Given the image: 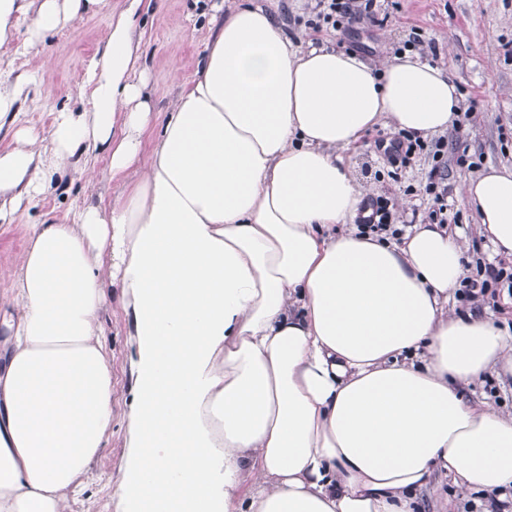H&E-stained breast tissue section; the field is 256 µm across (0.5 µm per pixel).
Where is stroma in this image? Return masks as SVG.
I'll return each instance as SVG.
<instances>
[{"label":"stroma","mask_w":512,"mask_h":512,"mask_svg":"<svg viewBox=\"0 0 512 512\" xmlns=\"http://www.w3.org/2000/svg\"><path fill=\"white\" fill-rule=\"evenodd\" d=\"M270 8L289 39L302 48L327 46L339 52L361 45V58L375 70H383L397 47L419 38L436 47L434 66L445 71L460 94L461 108L470 116L460 131L448 134L443 149L447 162L448 231L466 246L467 276H475L476 260L498 263L499 257L481 234L473 211L461 200L459 187L488 166H512V57L505 46L512 42V0H377L382 17L379 26L355 25L352 34L329 28L314 31L298 25L307 12L308 0H260ZM211 0H150L141 17V65L155 111H165L199 63L210 33ZM111 22L110 7L75 19L48 36L39 56L23 54L14 46L0 47V76H30L16 120L0 121V150L13 146L16 127L49 128L61 109L83 108L82 87L89 63L95 57ZM395 133L384 122L368 130L342 155L352 176L361 185L364 199L385 198L393 204L405 226L426 224L437 204L426 190L434 165V145L417 154L410 165L391 162L379 149L380 141ZM466 164L457 165L458 156ZM98 180L88 184L79 173L67 171L62 190L23 207L12 220L0 221V268L9 267L23 251L29 225L41 223L46 213L65 217L85 201L97 198L109 185L105 164L97 166ZM129 320L120 303L113 301L104 320V342L112 367L114 421L112 436L95 463L71 512H123L112 486L123 468L126 450L127 401L130 397L129 355L132 338ZM472 402L486 401L512 418V383H500L488 375L464 388ZM488 493L458 492L451 479H438L436 492L421 491L420 512H464L466 501L484 504Z\"/></svg>","instance_id":"stroma-1"}]
</instances>
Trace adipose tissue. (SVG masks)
I'll use <instances>...</instances> for the list:
<instances>
[{
	"label": "adipose tissue",
	"instance_id": "adipose-tissue-1",
	"mask_svg": "<svg viewBox=\"0 0 512 512\" xmlns=\"http://www.w3.org/2000/svg\"><path fill=\"white\" fill-rule=\"evenodd\" d=\"M104 3L0 0V46L31 51ZM141 6L112 13L89 111L19 127L0 152L3 221L84 155L118 186L30 225L0 273V512H70L105 448L116 294L134 336L124 512H412L441 474L464 491L511 487L512 419L462 388L512 377V339L444 311L462 246L437 224L398 244L351 226L362 192L341 149L383 119L447 129V74L408 53L378 73L299 50L255 0H234L160 114L139 64ZM463 195L512 255V168Z\"/></svg>",
	"mask_w": 512,
	"mask_h": 512
}]
</instances>
